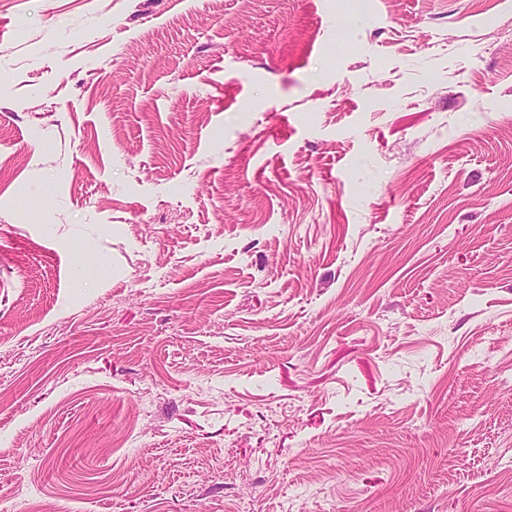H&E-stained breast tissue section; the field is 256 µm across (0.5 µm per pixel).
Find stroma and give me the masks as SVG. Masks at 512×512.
Returning <instances> with one entry per match:
<instances>
[{"mask_svg":"<svg viewBox=\"0 0 512 512\" xmlns=\"http://www.w3.org/2000/svg\"><path fill=\"white\" fill-rule=\"evenodd\" d=\"M512 512V0H0V512Z\"/></svg>","mask_w":512,"mask_h":512,"instance_id":"35a3bbf8","label":"stroma"}]
</instances>
